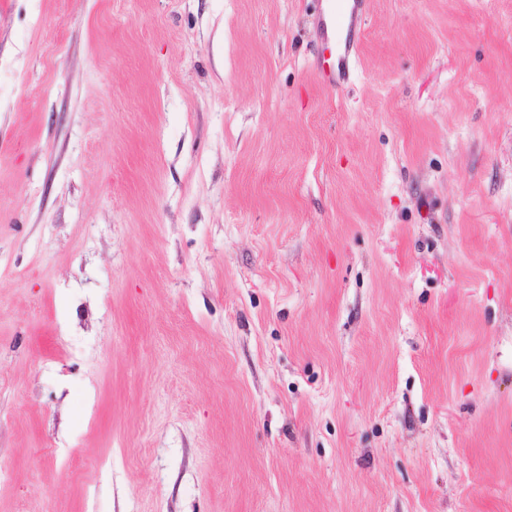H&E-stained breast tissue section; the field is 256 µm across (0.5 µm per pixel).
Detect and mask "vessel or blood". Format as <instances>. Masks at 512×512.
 <instances>
[{
	"mask_svg": "<svg viewBox=\"0 0 512 512\" xmlns=\"http://www.w3.org/2000/svg\"><path fill=\"white\" fill-rule=\"evenodd\" d=\"M365 0H324L318 15L326 56L320 57L315 75L321 85L333 88L345 80L349 63L358 51V44L350 32L362 24Z\"/></svg>",
	"mask_w": 512,
	"mask_h": 512,
	"instance_id": "b4317fda",
	"label": "vessel or blood"
}]
</instances>
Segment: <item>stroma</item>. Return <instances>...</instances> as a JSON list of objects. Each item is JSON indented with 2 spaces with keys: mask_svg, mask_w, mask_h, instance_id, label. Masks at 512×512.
Returning <instances> with one entry per match:
<instances>
[{
  "mask_svg": "<svg viewBox=\"0 0 512 512\" xmlns=\"http://www.w3.org/2000/svg\"><path fill=\"white\" fill-rule=\"evenodd\" d=\"M0 0V512H512V0ZM324 1L318 15L325 46L329 52L318 60L315 75L321 85L335 88L346 79L350 58L357 54L359 42L352 38V31L361 28L365 15L364 0H321ZM347 29L345 39L336 45V35Z\"/></svg>",
  "mask_w": 512,
  "mask_h": 512,
  "instance_id": "1",
  "label": "stroma"
}]
</instances>
